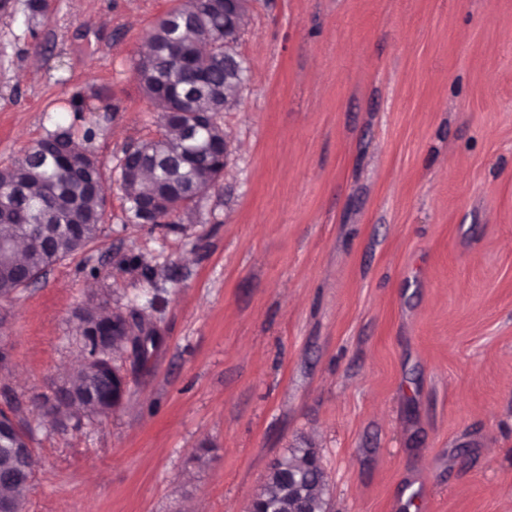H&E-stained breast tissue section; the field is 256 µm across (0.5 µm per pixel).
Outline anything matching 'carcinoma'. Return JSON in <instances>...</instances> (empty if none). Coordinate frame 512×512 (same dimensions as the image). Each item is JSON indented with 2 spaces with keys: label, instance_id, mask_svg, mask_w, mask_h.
Segmentation results:
<instances>
[{
  "label": "carcinoma",
  "instance_id": "carcinoma-1",
  "mask_svg": "<svg viewBox=\"0 0 512 512\" xmlns=\"http://www.w3.org/2000/svg\"><path fill=\"white\" fill-rule=\"evenodd\" d=\"M152 52L135 61L138 84L153 103L160 131L139 145L157 159L149 178L120 181L129 218L141 223L139 200L156 188L187 174L195 186L215 187L211 173L216 164L212 142L224 140V128L216 120L219 113L237 104V85L225 82L224 5L221 0H183L151 29ZM72 123L58 126L29 148L11 167L0 170V191L10 194L0 206V299H8L19 289L41 277L59 260L77 252L98 236L104 223L107 203L95 191L106 179L96 157L76 141L75 123L88 112H117L108 90L96 86L74 91L62 105ZM165 112H209L215 116L208 132L187 140L181 128L164 121ZM173 212L165 213L159 224H173L177 212L195 201L174 198ZM114 314L96 311L81 317L84 351L97 353V333L107 328ZM112 359L95 372L80 368L70 379L71 391L86 389L100 396L97 403L76 401L67 408L76 414L100 413L113 406L112 380L121 379ZM20 443L16 437L0 440V498L13 502L15 512H23L29 478L36 467L34 457L12 451ZM310 448H290L281 468L264 486L273 512H327L328 483L324 469L306 468Z\"/></svg>",
  "mask_w": 512,
  "mask_h": 512
}]
</instances>
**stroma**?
<instances>
[{
  "mask_svg": "<svg viewBox=\"0 0 512 512\" xmlns=\"http://www.w3.org/2000/svg\"><path fill=\"white\" fill-rule=\"evenodd\" d=\"M178 3L0 15V170L74 90L120 105L86 115L97 238L0 299L25 512H247L296 447L330 512H512V0H250L224 177L171 228L130 221L113 173L159 132L133 61ZM94 304L143 307L162 341L118 358L111 413L46 417Z\"/></svg>",
  "mask_w": 512,
  "mask_h": 512,
  "instance_id": "1",
  "label": "stroma"
}]
</instances>
